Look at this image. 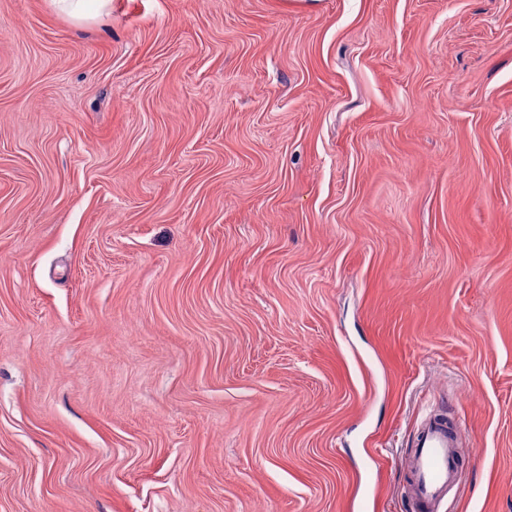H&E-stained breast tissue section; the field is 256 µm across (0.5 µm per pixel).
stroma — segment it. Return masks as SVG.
Listing matches in <instances>:
<instances>
[{
	"instance_id": "35a3bbf8",
	"label": "stroma",
	"mask_w": 512,
	"mask_h": 512,
	"mask_svg": "<svg viewBox=\"0 0 512 512\" xmlns=\"http://www.w3.org/2000/svg\"><path fill=\"white\" fill-rule=\"evenodd\" d=\"M512 512V0H0V512ZM53 7L60 13L70 17L82 19L86 18L91 11V6L95 5L98 10H103L108 0H52ZM459 435L460 423L453 421L448 424L444 418H431L421 426L410 460L413 510L437 512V506L448 489L457 482Z\"/></svg>"
}]
</instances>
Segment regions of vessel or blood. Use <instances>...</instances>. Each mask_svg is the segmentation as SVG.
Here are the masks:
<instances>
[{"label":"vessel or blood","mask_w":512,"mask_h":512,"mask_svg":"<svg viewBox=\"0 0 512 512\" xmlns=\"http://www.w3.org/2000/svg\"><path fill=\"white\" fill-rule=\"evenodd\" d=\"M458 422L434 417L424 423L415 439L410 460V498L416 512H437L448 489L457 482Z\"/></svg>","instance_id":"vessel-or-blood-1"}]
</instances>
